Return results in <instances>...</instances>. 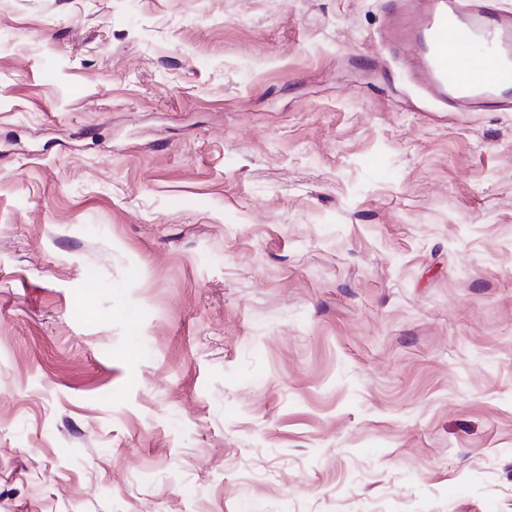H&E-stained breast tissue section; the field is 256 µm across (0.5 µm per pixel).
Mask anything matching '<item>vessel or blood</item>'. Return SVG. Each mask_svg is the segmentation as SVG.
<instances>
[{"label": "vessel or blood", "instance_id": "1", "mask_svg": "<svg viewBox=\"0 0 512 512\" xmlns=\"http://www.w3.org/2000/svg\"><path fill=\"white\" fill-rule=\"evenodd\" d=\"M381 40L415 55V82L441 104L512 110V12L495 0H391Z\"/></svg>", "mask_w": 512, "mask_h": 512}]
</instances>
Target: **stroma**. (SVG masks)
<instances>
[{
	"mask_svg": "<svg viewBox=\"0 0 512 512\" xmlns=\"http://www.w3.org/2000/svg\"><path fill=\"white\" fill-rule=\"evenodd\" d=\"M387 0H0V512H512V111Z\"/></svg>",
	"mask_w": 512,
	"mask_h": 512,
	"instance_id": "1",
	"label": "stroma"
}]
</instances>
